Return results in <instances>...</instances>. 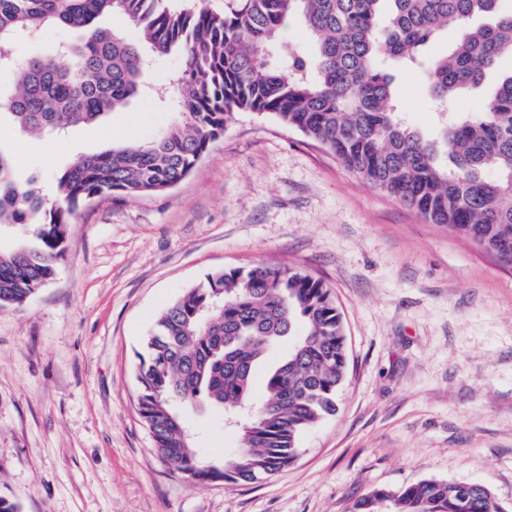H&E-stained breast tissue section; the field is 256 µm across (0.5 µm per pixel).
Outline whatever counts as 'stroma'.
I'll use <instances>...</instances> for the list:
<instances>
[{"mask_svg":"<svg viewBox=\"0 0 512 512\" xmlns=\"http://www.w3.org/2000/svg\"><path fill=\"white\" fill-rule=\"evenodd\" d=\"M77 40L50 26L9 50ZM395 85L405 119L433 129L424 73L399 71ZM176 118L136 98L59 140L22 135L1 113L0 148L51 200L74 157L151 141ZM256 264L333 292L348 348L337 411L274 477L195 486L160 459L137 412L139 355L171 300ZM182 414L203 457L239 448L209 406ZM431 479L486 485L512 512V267L273 115L235 113L163 195L79 207L56 278L0 309V497L19 512H350L372 490Z\"/></svg>","mask_w":512,"mask_h":512,"instance_id":"obj_1","label":"stroma"}]
</instances>
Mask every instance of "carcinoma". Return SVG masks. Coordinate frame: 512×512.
I'll list each match as a JSON object with an SVG mask.
<instances>
[{
  "mask_svg": "<svg viewBox=\"0 0 512 512\" xmlns=\"http://www.w3.org/2000/svg\"><path fill=\"white\" fill-rule=\"evenodd\" d=\"M112 17V26L100 19ZM290 19L308 40L288 43ZM52 25L81 32L73 63L43 53L16 62L4 47ZM131 27L140 40L131 41ZM451 28L462 39L425 70L442 116L438 134L404 124L395 72L426 60ZM182 67L157 86L181 119L149 143L80 155L56 177V199L20 184L0 150V225L31 224L33 240L0 252V309L20 307L57 275L66 226L101 198L160 195L182 181L236 112L272 114L321 144L370 185L512 266V70L480 112L450 113L500 59L512 58V10L501 0H234L222 14L169 0H0V66L16 85L0 111L30 135L61 134L125 108L147 88L151 57ZM496 177L486 176L487 171ZM294 337L254 396L256 368ZM137 408L161 459L196 486L268 479L297 457V440L336 411L347 368L341 314L330 289L299 271L256 265L208 275L155 319L139 355ZM226 414L246 406L227 464L203 458L175 404ZM504 512L491 490L460 497L457 483L378 489L352 512Z\"/></svg>",
  "mask_w": 512,
  "mask_h": 512,
  "instance_id": "1",
  "label": "carcinoma"
}]
</instances>
